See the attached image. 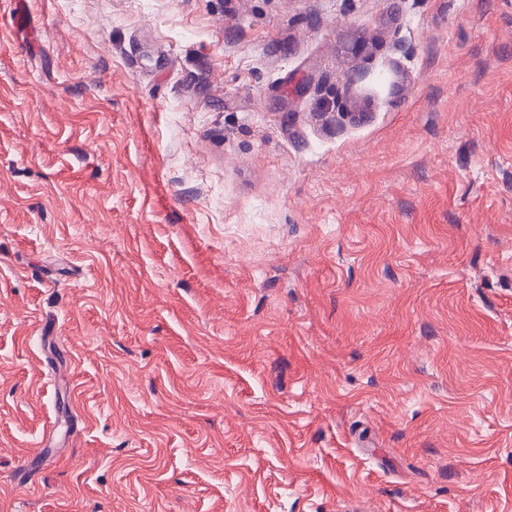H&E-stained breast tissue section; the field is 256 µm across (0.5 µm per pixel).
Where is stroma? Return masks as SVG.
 Returning a JSON list of instances; mask_svg holds the SVG:
<instances>
[{
    "instance_id": "1",
    "label": "stroma",
    "mask_w": 512,
    "mask_h": 512,
    "mask_svg": "<svg viewBox=\"0 0 512 512\" xmlns=\"http://www.w3.org/2000/svg\"><path fill=\"white\" fill-rule=\"evenodd\" d=\"M0 0V512H512V0Z\"/></svg>"
}]
</instances>
